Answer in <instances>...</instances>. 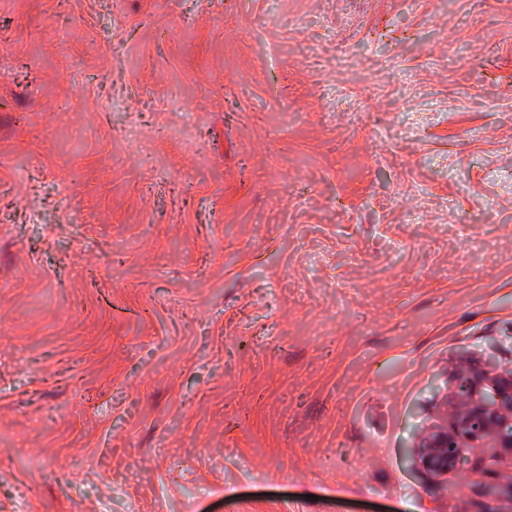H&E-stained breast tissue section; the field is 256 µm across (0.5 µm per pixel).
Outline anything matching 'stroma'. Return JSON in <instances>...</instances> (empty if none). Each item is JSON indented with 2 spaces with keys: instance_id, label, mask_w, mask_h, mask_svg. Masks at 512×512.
I'll list each match as a JSON object with an SVG mask.
<instances>
[{
  "instance_id": "obj_1",
  "label": "stroma",
  "mask_w": 512,
  "mask_h": 512,
  "mask_svg": "<svg viewBox=\"0 0 512 512\" xmlns=\"http://www.w3.org/2000/svg\"><path fill=\"white\" fill-rule=\"evenodd\" d=\"M487 351L512 0H0V512H512ZM455 381L442 423L426 431L418 446L420 466L438 476L455 473L471 448H485L493 461L512 458V367L490 354H462Z\"/></svg>"
}]
</instances>
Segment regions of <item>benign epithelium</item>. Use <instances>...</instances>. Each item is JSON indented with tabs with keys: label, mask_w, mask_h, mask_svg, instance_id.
I'll list each match as a JSON object with an SVG mask.
<instances>
[{
	"label": "benign epithelium",
	"mask_w": 512,
	"mask_h": 512,
	"mask_svg": "<svg viewBox=\"0 0 512 512\" xmlns=\"http://www.w3.org/2000/svg\"><path fill=\"white\" fill-rule=\"evenodd\" d=\"M455 381L456 392L443 404L442 423L419 443L420 466L438 476L456 472L472 448L486 449L493 461L512 458V367L489 354H463Z\"/></svg>",
	"instance_id": "7a95c632"
}]
</instances>
